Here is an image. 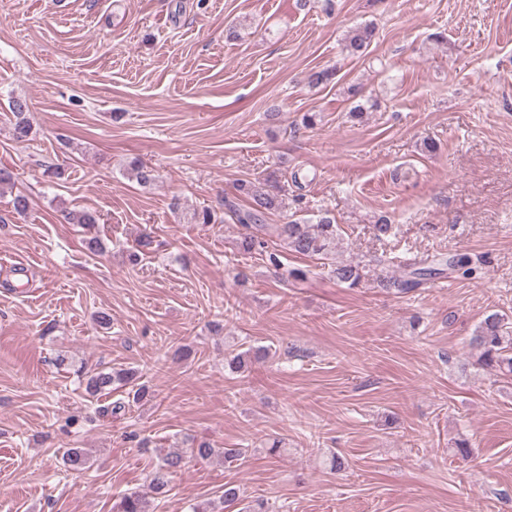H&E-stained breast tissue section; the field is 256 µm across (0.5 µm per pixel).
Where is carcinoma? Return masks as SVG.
Masks as SVG:
<instances>
[{"label":"carcinoma","instance_id":"1","mask_svg":"<svg viewBox=\"0 0 512 512\" xmlns=\"http://www.w3.org/2000/svg\"><path fill=\"white\" fill-rule=\"evenodd\" d=\"M374 31L370 27L358 28L348 35L346 50L351 55L363 53L370 45ZM14 118L13 135L18 140H24L32 133V125L28 119L27 101L16 98L10 105ZM130 179L142 187L153 184L156 179L154 170L139 161L131 162L127 167ZM236 196L248 201V207L239 209L229 205L236 222L241 224L244 232L240 235L239 248L245 254H251L265 247V241L259 238V233L266 230L260 223L261 216L283 207V198L269 191L261 183L242 180L235 185ZM70 224L91 226L97 223L93 213L86 210H71L64 214ZM271 233L276 235L289 249L305 257L333 258L339 244V228L334 217L321 214L313 224L289 221L271 227ZM477 262L466 254H457L448 258V269L463 275H471L476 271ZM332 274L337 282L350 288L361 282L360 263L355 261L332 262ZM414 277L389 278L379 281L378 287L396 293H405L421 285L419 277L424 270L413 271ZM469 346L478 354L480 366L495 370L505 375H512V327L508 326L505 317L498 312L484 316L474 335L470 338ZM139 372L135 369L101 370L86 377L85 390L90 395L112 390V387L132 386L133 395L138 399L146 395V387L138 384ZM191 454L209 459L218 457L224 461L238 460L243 456L240 448H214L208 442H199L192 446ZM184 465V456L179 452L168 453L155 465L148 477V493L134 491L120 497L112 504V512H147V494L161 495L166 492L171 475Z\"/></svg>","mask_w":512,"mask_h":512}]
</instances>
